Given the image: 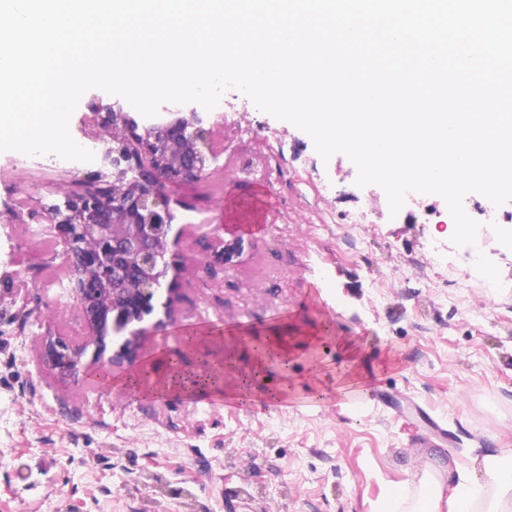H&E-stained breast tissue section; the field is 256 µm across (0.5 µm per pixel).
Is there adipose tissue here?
<instances>
[{
  "mask_svg": "<svg viewBox=\"0 0 512 512\" xmlns=\"http://www.w3.org/2000/svg\"><path fill=\"white\" fill-rule=\"evenodd\" d=\"M489 460L473 463V478L458 477L451 495H443L440 485L448 472L445 455H436L415 497L393 491L386 503L388 512H512V475H504Z\"/></svg>",
  "mask_w": 512,
  "mask_h": 512,
  "instance_id": "obj_1",
  "label": "adipose tissue"
}]
</instances>
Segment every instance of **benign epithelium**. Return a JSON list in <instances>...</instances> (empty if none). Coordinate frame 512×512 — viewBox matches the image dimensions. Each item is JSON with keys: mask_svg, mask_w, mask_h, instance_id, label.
Listing matches in <instances>:
<instances>
[{"mask_svg": "<svg viewBox=\"0 0 512 512\" xmlns=\"http://www.w3.org/2000/svg\"><path fill=\"white\" fill-rule=\"evenodd\" d=\"M91 122L108 132L103 166L119 179L124 163L134 178L125 187L107 180L53 208L66 276L89 334L47 337L42 359L72 380L90 366L136 361L173 320L184 262L171 250L180 230L167 188L200 180L215 159L213 128L198 112L169 111L142 124L118 104H96Z\"/></svg>", "mask_w": 512, "mask_h": 512, "instance_id": "1", "label": "benign epithelium"}]
</instances>
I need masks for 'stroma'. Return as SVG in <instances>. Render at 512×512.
<instances>
[{
	"label": "stroma",
	"instance_id": "obj_1",
	"mask_svg": "<svg viewBox=\"0 0 512 512\" xmlns=\"http://www.w3.org/2000/svg\"><path fill=\"white\" fill-rule=\"evenodd\" d=\"M93 88L69 130L102 150ZM217 158L199 181L169 188L185 261L173 320L134 364L60 376L45 336L86 326L63 274L52 205L84 192L98 168L0 152V512H378L395 487L415 492L436 451L450 468L512 451V236L495 225L479 261L444 224H319L320 202L296 186L316 163L353 205L354 163L322 160L290 129L284 171L238 179L263 139L232 135L224 108L205 112ZM240 240L231 261L219 252ZM279 344L287 365L257 371ZM190 376L231 362L229 391H162L169 362ZM447 430L437 437L434 427Z\"/></svg>",
	"mask_w": 512,
	"mask_h": 512
}]
</instances>
